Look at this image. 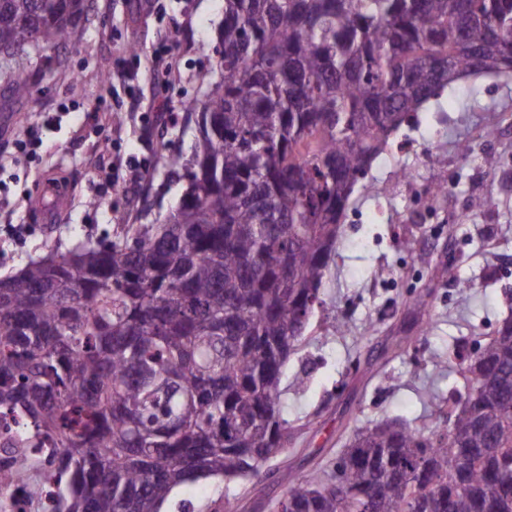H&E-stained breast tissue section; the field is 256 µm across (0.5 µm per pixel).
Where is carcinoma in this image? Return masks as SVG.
Listing matches in <instances>:
<instances>
[{"label":"carcinoma","instance_id":"1","mask_svg":"<svg viewBox=\"0 0 512 512\" xmlns=\"http://www.w3.org/2000/svg\"><path fill=\"white\" fill-rule=\"evenodd\" d=\"M89 0H0V57L67 40ZM221 78L179 204L0 278V490L33 512H161L287 447L282 382L354 187L460 72L512 73V0H224ZM432 429L359 430L344 483L281 473V512H512V319ZM49 443L53 465L39 452Z\"/></svg>","mask_w":512,"mask_h":512}]
</instances>
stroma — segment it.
I'll list each match as a JSON object with an SVG mask.
<instances>
[{"label":"stroma","instance_id":"35a3bbf8","mask_svg":"<svg viewBox=\"0 0 512 512\" xmlns=\"http://www.w3.org/2000/svg\"><path fill=\"white\" fill-rule=\"evenodd\" d=\"M224 0H90L70 42L30 48L26 95L0 78V276L57 248L112 240L127 224H159L187 181L165 161L197 135L183 103L204 100L220 67L209 52ZM161 55L168 72L156 71ZM479 100L444 95L416 113L355 187L305 341L285 369L288 448L261 477L179 488L168 512H276L278 474L334 472L357 431L395 419L427 429L437 400L467 382L449 353L472 355L479 338L512 316V134L484 129L512 114V76L474 78ZM39 135L27 156L12 141ZM464 138L468 155L453 143ZM439 139L442 162L418 163ZM498 164L488 169L486 155ZM412 171L401 183L398 172ZM59 178L70 200L61 220L29 210L39 181ZM448 192L416 203L437 180ZM485 199L483 208L470 207ZM469 285L460 296L461 285ZM423 307H414L415 299Z\"/></svg>","mask_w":512,"mask_h":512}]
</instances>
